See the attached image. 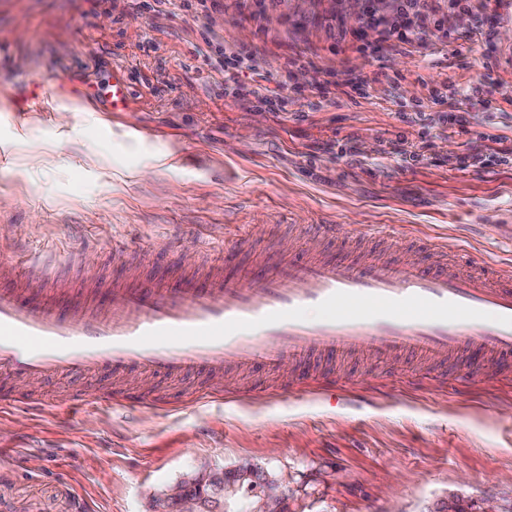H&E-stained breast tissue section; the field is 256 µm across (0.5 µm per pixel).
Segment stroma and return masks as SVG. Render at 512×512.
I'll use <instances>...</instances> for the list:
<instances>
[{"label": "stroma", "instance_id": "1", "mask_svg": "<svg viewBox=\"0 0 512 512\" xmlns=\"http://www.w3.org/2000/svg\"><path fill=\"white\" fill-rule=\"evenodd\" d=\"M371 0H0L1 288L51 261L73 297L283 244L336 253L323 224L439 239L512 264V0H428L407 42L366 35ZM256 61L224 82V56ZM131 86L112 111L101 90ZM48 83L32 100L35 83ZM88 98L90 112L55 106ZM417 162L407 164V152ZM337 361L284 375L60 374L0 396V512H150L201 466L289 475L287 512H438L512 498V373L467 356ZM120 387L175 406L108 403ZM219 389L206 401L205 388Z\"/></svg>", "mask_w": 512, "mask_h": 512}]
</instances>
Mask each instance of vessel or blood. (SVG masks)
<instances>
[{"label":"vessel or blood","instance_id":"obj_1","mask_svg":"<svg viewBox=\"0 0 512 512\" xmlns=\"http://www.w3.org/2000/svg\"><path fill=\"white\" fill-rule=\"evenodd\" d=\"M388 242L387 254L368 260L277 256L246 268L228 249L223 270L119 285L62 312L58 299L1 288L0 366L38 381L99 370L213 376L290 361L304 380L311 355L330 367L344 357L463 352L475 365L511 368L512 269L447 262L432 238Z\"/></svg>","mask_w":512,"mask_h":512}]
</instances>
